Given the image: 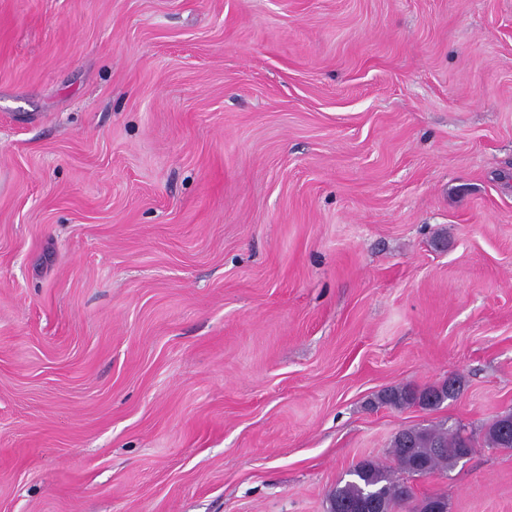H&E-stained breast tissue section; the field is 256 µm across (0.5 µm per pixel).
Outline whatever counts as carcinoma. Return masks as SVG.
Returning a JSON list of instances; mask_svg holds the SVG:
<instances>
[{"instance_id": "carcinoma-1", "label": "carcinoma", "mask_w": 512, "mask_h": 512, "mask_svg": "<svg viewBox=\"0 0 512 512\" xmlns=\"http://www.w3.org/2000/svg\"><path fill=\"white\" fill-rule=\"evenodd\" d=\"M448 400L447 382L425 388L410 385L389 389L381 404L395 409L413 405L436 408ZM490 448L512 450V433H503V420L495 419L483 433ZM473 434L462 427L446 428L442 424L410 427L398 431L388 449L390 464L363 460L350 468L328 495V512H365L364 505L376 502L381 512H425L417 499L410 478H426L444 473L475 448Z\"/></svg>"}]
</instances>
